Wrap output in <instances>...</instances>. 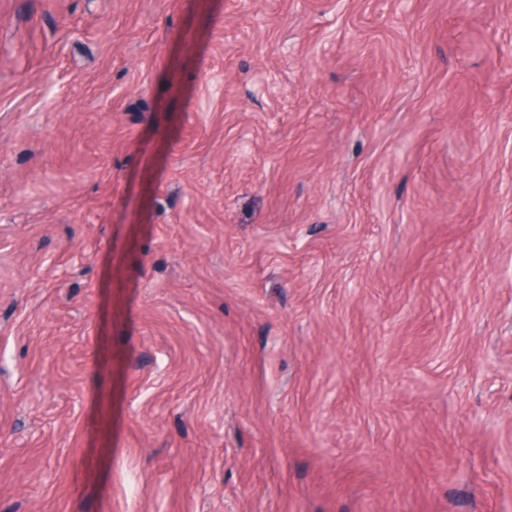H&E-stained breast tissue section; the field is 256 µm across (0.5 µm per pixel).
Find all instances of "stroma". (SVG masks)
<instances>
[{
    "mask_svg": "<svg viewBox=\"0 0 512 512\" xmlns=\"http://www.w3.org/2000/svg\"><path fill=\"white\" fill-rule=\"evenodd\" d=\"M0 512H512V0H0Z\"/></svg>",
    "mask_w": 512,
    "mask_h": 512,
    "instance_id": "1",
    "label": "stroma"
}]
</instances>
